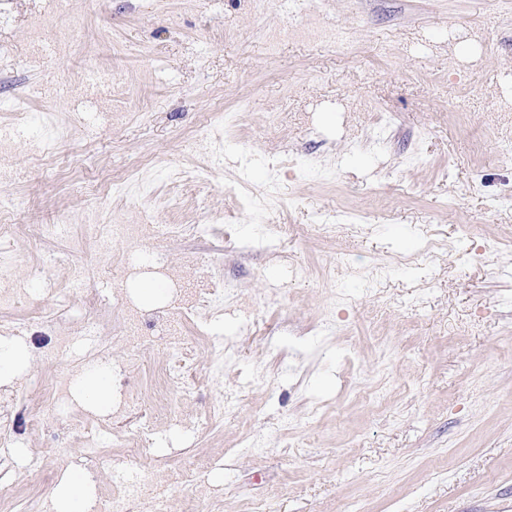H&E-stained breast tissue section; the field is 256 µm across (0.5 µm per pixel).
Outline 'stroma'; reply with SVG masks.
I'll return each instance as SVG.
<instances>
[{"label":"stroma","instance_id":"1","mask_svg":"<svg viewBox=\"0 0 512 512\" xmlns=\"http://www.w3.org/2000/svg\"><path fill=\"white\" fill-rule=\"evenodd\" d=\"M69 8L67 53L40 55L32 23L55 0H0V122L22 99L29 136L43 112L60 135L51 157L0 150V195L20 202L0 248L24 291L0 305V347L26 352L0 381L13 512L75 473L99 489L159 465L171 512H512V0ZM453 27L475 62L449 67ZM88 64L124 79L85 84ZM107 179L119 193H96ZM138 252L164 277L134 274ZM207 267L224 302L200 308ZM175 341L196 393L158 420ZM101 357L114 406L36 417L45 384Z\"/></svg>","mask_w":512,"mask_h":512}]
</instances>
